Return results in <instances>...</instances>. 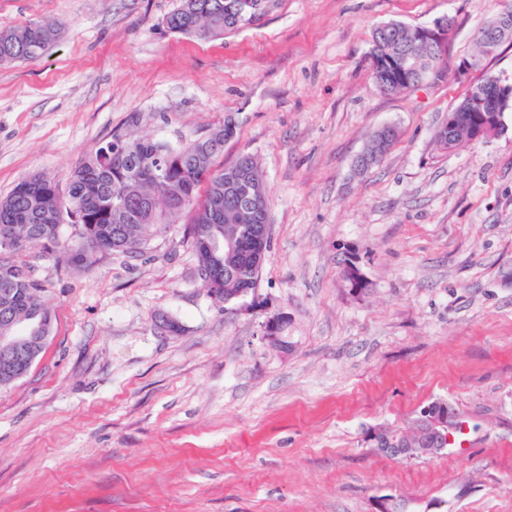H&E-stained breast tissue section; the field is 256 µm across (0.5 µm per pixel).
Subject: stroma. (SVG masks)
Segmentation results:
<instances>
[{"mask_svg":"<svg viewBox=\"0 0 512 512\" xmlns=\"http://www.w3.org/2000/svg\"><path fill=\"white\" fill-rule=\"evenodd\" d=\"M178 4L0 0V29L61 25L38 60L0 63V197L63 177L112 134L175 143L229 118L213 166L252 156L271 224L242 306L214 302L180 224L87 274L14 253L53 333L0 387V512H378L388 496L403 512H512V109L503 135L435 142L482 76L455 71L499 0H274L207 41L167 28ZM445 15L435 74L382 92L372 31ZM387 124L396 143L356 172ZM280 312L283 349L261 338ZM437 399L469 422L466 442L401 462L372 448L371 430Z\"/></svg>","mask_w":512,"mask_h":512,"instance_id":"1","label":"stroma"}]
</instances>
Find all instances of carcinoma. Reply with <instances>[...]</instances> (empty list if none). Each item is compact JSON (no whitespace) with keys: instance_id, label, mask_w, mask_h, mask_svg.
<instances>
[{"instance_id":"1","label":"carcinoma","mask_w":512,"mask_h":512,"mask_svg":"<svg viewBox=\"0 0 512 512\" xmlns=\"http://www.w3.org/2000/svg\"><path fill=\"white\" fill-rule=\"evenodd\" d=\"M228 0H180L166 17L169 30L198 40L235 32L224 19ZM59 28L40 22L0 31V63L34 61L58 37ZM472 119L453 131L440 148L449 151L468 143ZM224 128L210 138L172 144L150 137L114 134L100 142L85 161L67 173L65 184L43 174L30 175L0 198V230L15 228L26 248L58 252L66 267L88 273L99 258L112 253L136 255L149 240L187 216V235L196 256V271L215 301L233 305L254 291L260 267L252 259V232L240 223L243 206L237 188V166L213 169L224 151ZM204 194H199L200 187ZM78 229L79 242L60 241L62 225ZM234 240V248L225 241ZM87 242L98 248L84 249ZM0 246V335L30 323L52 334L53 318L43 300V285L30 266L3 255ZM46 342L18 344L16 355L0 356V386L25 376Z\"/></svg>"}]
</instances>
